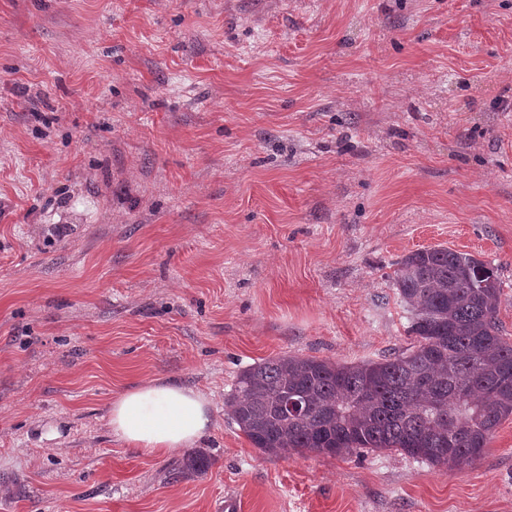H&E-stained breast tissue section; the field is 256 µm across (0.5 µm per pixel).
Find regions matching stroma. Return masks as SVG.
Here are the masks:
<instances>
[{
	"mask_svg": "<svg viewBox=\"0 0 512 512\" xmlns=\"http://www.w3.org/2000/svg\"><path fill=\"white\" fill-rule=\"evenodd\" d=\"M510 103L512 0H0V512H512V417L451 471L224 410L409 348L417 249L492 262L512 341ZM152 379L211 400L205 474L112 434Z\"/></svg>",
	"mask_w": 512,
	"mask_h": 512,
	"instance_id": "stroma-1",
	"label": "stroma"
}]
</instances>
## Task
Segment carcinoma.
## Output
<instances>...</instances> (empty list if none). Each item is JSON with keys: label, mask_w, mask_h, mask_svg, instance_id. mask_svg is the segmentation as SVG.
Wrapping results in <instances>:
<instances>
[{"label": "carcinoma", "mask_w": 512, "mask_h": 512, "mask_svg": "<svg viewBox=\"0 0 512 512\" xmlns=\"http://www.w3.org/2000/svg\"><path fill=\"white\" fill-rule=\"evenodd\" d=\"M411 347L358 364L281 355L237 376L224 405L253 447L271 455L396 451L461 470L512 416V342L498 320V269L437 246L397 262L392 276ZM302 409L285 413V397ZM202 450L182 474L206 473Z\"/></svg>", "instance_id": "1"}]
</instances>
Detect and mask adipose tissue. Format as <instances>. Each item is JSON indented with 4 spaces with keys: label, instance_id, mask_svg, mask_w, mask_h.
Wrapping results in <instances>:
<instances>
[{
    "label": "adipose tissue",
    "instance_id": "obj_1",
    "mask_svg": "<svg viewBox=\"0 0 512 512\" xmlns=\"http://www.w3.org/2000/svg\"><path fill=\"white\" fill-rule=\"evenodd\" d=\"M212 420L205 394L160 379L121 392L109 410L114 436L156 454L193 444L209 430Z\"/></svg>",
    "mask_w": 512,
    "mask_h": 512
}]
</instances>
